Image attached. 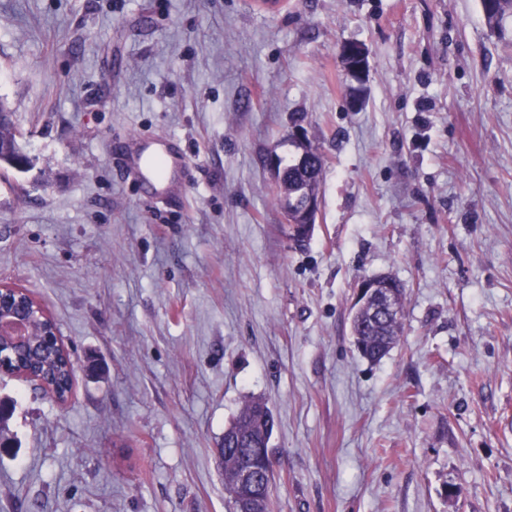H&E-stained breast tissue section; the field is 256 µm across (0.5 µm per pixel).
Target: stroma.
I'll return each mask as SVG.
<instances>
[{
  "instance_id": "stroma-1",
  "label": "stroma",
  "mask_w": 512,
  "mask_h": 512,
  "mask_svg": "<svg viewBox=\"0 0 512 512\" xmlns=\"http://www.w3.org/2000/svg\"><path fill=\"white\" fill-rule=\"evenodd\" d=\"M368 51L349 105L340 50ZM0 283L51 313L61 405L0 374V512H228L218 448L275 426L273 512H512V15L480 0H0ZM325 164L306 246L270 153ZM121 132L179 138L185 193L139 198ZM406 289L379 363L355 286ZM481 6L491 29H495L504 17L512 15V0H481ZM0 148L2 164L9 167V164L18 157L20 149L16 130L11 120L0 123ZM2 164H0L1 169ZM39 371L44 374L49 382L54 384L56 388L61 391L66 390L72 384L73 374L71 377V370L68 360L61 354L54 356L38 363Z\"/></svg>"
}]
</instances>
